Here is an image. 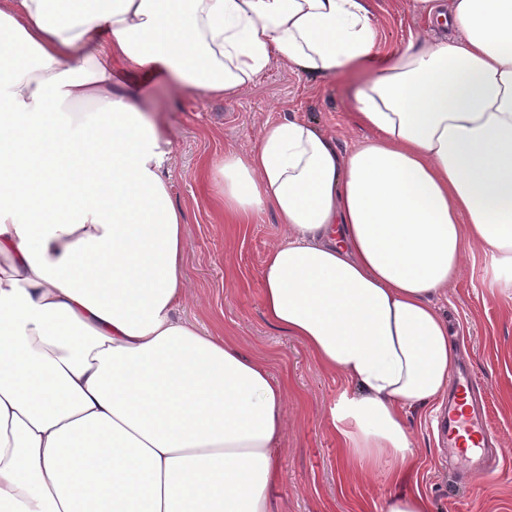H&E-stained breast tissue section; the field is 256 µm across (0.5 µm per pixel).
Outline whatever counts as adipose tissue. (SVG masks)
Here are the masks:
<instances>
[{"label":"adipose tissue","mask_w":512,"mask_h":512,"mask_svg":"<svg viewBox=\"0 0 512 512\" xmlns=\"http://www.w3.org/2000/svg\"><path fill=\"white\" fill-rule=\"evenodd\" d=\"M354 92L349 151L295 116L202 166L228 224L272 210L265 316L344 392L349 455L417 468L406 413L456 355L433 299L472 247L512 288V0H411ZM379 47L370 0H0V512H273L284 382L178 316L171 144L114 66L224 96L277 59L339 77Z\"/></svg>","instance_id":"1"}]
</instances>
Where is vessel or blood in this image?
<instances>
[{
	"label": "vessel or blood",
	"instance_id": "vessel-or-blood-1",
	"mask_svg": "<svg viewBox=\"0 0 512 512\" xmlns=\"http://www.w3.org/2000/svg\"><path fill=\"white\" fill-rule=\"evenodd\" d=\"M440 428L456 471L468 478L483 473L491 431L479 405L463 411L448 404Z\"/></svg>",
	"mask_w": 512,
	"mask_h": 512
}]
</instances>
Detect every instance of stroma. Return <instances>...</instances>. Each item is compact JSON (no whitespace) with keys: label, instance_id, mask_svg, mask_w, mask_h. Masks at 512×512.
Segmentation results:
<instances>
[{"label":"stroma","instance_id":"35a3bbf8","mask_svg":"<svg viewBox=\"0 0 512 512\" xmlns=\"http://www.w3.org/2000/svg\"><path fill=\"white\" fill-rule=\"evenodd\" d=\"M377 15L385 47L424 28L410 0H377ZM384 64L378 57L335 81L318 82L276 60L254 83L224 97L173 94L163 76L143 89L142 111L162 118V134L172 143L171 191L185 212V298L178 314L202 333L233 337L286 382L281 479L271 491L275 512H382L398 487L387 466L367 469L348 456L330 426L337 399L351 388L343 374L322 367L300 340L264 315L259 271L265 253L285 240V229L270 210L250 224L225 223L201 162L228 149L248 154L267 123L291 115L316 121L340 149H352L372 136L353 119V92ZM501 280L490 256L476 247L459 278L436 299L457 353L467 357L487 401L499 464L473 482L455 478L447 472V449L430 429L431 412L411 414L420 461L411 485L432 500L434 512H512V288Z\"/></svg>","mask_w":512,"mask_h":512}]
</instances>
